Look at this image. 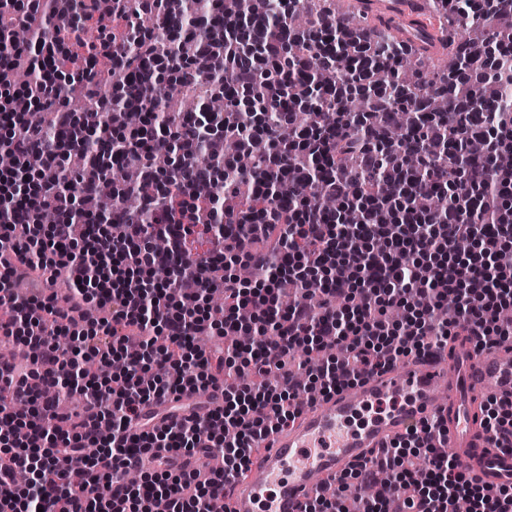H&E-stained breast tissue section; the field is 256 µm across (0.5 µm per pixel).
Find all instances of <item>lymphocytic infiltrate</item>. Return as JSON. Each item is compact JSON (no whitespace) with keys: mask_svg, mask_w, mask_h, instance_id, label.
<instances>
[{"mask_svg":"<svg viewBox=\"0 0 512 512\" xmlns=\"http://www.w3.org/2000/svg\"><path fill=\"white\" fill-rule=\"evenodd\" d=\"M186 2L0 0V154L13 160L0 168V346L23 345L29 362H0V420L24 432L0 434V512H155L159 501L167 512H215V489L243 475L255 441L318 397L468 331L482 348L512 335L502 320L512 314V169L494 163L512 152V118L469 121L512 90V49L485 39L449 73L379 85L374 73L394 68L407 43L375 46L330 10L295 28L303 0H276L272 12L266 0H223L220 23ZM145 14L211 34L175 48L139 31ZM36 15L42 28L18 41V24ZM90 26L100 43L83 40ZM78 48L83 63L69 69ZM344 57L350 70L337 68ZM23 71L33 75L24 84ZM112 73L124 79L110 98L70 109ZM165 79L223 99L202 121L233 151L202 161L200 120L155 110ZM362 92L370 110L352 111ZM437 96L448 112H432ZM127 108L145 113L139 128L126 126ZM402 110L415 124L390 137ZM169 147L163 173L152 157ZM116 156L137 182L110 184ZM319 192L339 209L318 204ZM156 233L165 250L152 248ZM462 238L471 247L461 254ZM242 266L257 278L241 279ZM284 279L297 291L285 307ZM451 300L460 319L445 323L438 313ZM60 330L70 349L56 346ZM215 333L248 342L203 349ZM334 342L342 356L315 365L296 352ZM83 357L100 358L111 381L69 383ZM227 367L246 382H221ZM216 386L224 401L206 416L131 434L151 399ZM76 395L90 410L61 415L60 399ZM444 436L441 422H422L350 469L380 485L362 512L392 501L397 512H455L462 499L470 512H512V487L473 481ZM150 448L170 456L126 483ZM202 450L222 451L223 469H187L184 457Z\"/></svg>","mask_w":512,"mask_h":512,"instance_id":"lymphocytic-infiltrate-1","label":"lymphocytic infiltrate"}]
</instances>
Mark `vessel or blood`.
<instances>
[{
  "label": "vessel or blood",
  "instance_id": "1",
  "mask_svg": "<svg viewBox=\"0 0 512 512\" xmlns=\"http://www.w3.org/2000/svg\"><path fill=\"white\" fill-rule=\"evenodd\" d=\"M366 13L403 23L405 39L423 44L428 30L408 19L402 0H363ZM405 395L403 406L368 424L360 413L371 399ZM512 401V360L491 349L476 350L464 339L448 364L409 359L386 372L362 376L304 411L294 423L262 440L243 476L224 486L221 503L229 512H304L323 489L353 464L386 448L419 421L436 419L447 428L448 448L481 486L512 485V452L485 434L486 399Z\"/></svg>",
  "mask_w": 512,
  "mask_h": 512
}]
</instances>
